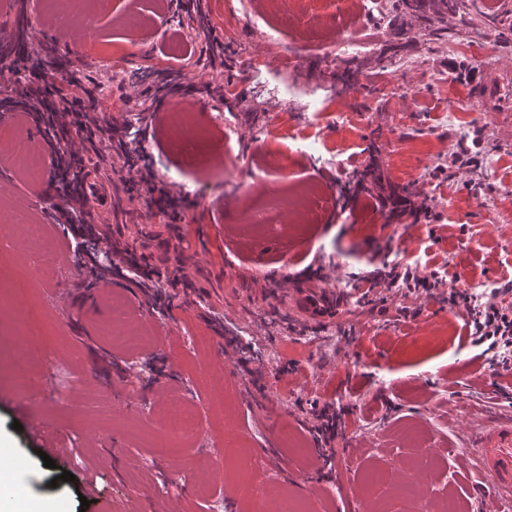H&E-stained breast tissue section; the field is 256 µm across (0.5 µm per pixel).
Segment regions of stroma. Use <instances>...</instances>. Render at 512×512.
Masks as SVG:
<instances>
[{
    "label": "stroma",
    "mask_w": 512,
    "mask_h": 512,
    "mask_svg": "<svg viewBox=\"0 0 512 512\" xmlns=\"http://www.w3.org/2000/svg\"><path fill=\"white\" fill-rule=\"evenodd\" d=\"M357 7L319 0L309 24L269 0H82L64 19L54 0H0V25L16 34L0 56L40 43L46 73L72 64L92 77L102 128H147L150 170L194 200L184 230L170 234L172 216L151 206L147 184L116 174L97 185L96 220L163 276L96 292L52 219L60 199L0 164V445L26 474L22 497L0 499V512H252L234 492L244 448L265 455L255 480L268 497L288 494L309 512H376L369 474L410 479L423 451L427 491L482 512L478 434L512 419V373L449 325L446 286L411 295L390 275L434 273L478 301L512 302V85L489 87L512 68V36L495 37L472 14L449 17L441 38L390 14L359 28ZM271 23L286 33L276 47ZM337 36L362 40L363 51L329 61L318 45ZM174 43L184 56L169 57ZM470 43L490 59L471 60ZM340 66L355 71L354 85L337 83ZM183 87L201 150L175 134L170 101ZM1 133L46 150L19 98L0 94ZM461 145L476 167L440 176ZM309 186L299 234L255 236L239 224L257 193ZM393 193L427 202L440 223L391 218L378 199ZM29 224L44 225L42 239L27 238ZM285 259L295 278L331 279L334 319L311 322L273 298ZM182 264L196 279L190 296L168 285ZM117 299L147 347L108 336ZM30 325L41 336L29 364L40 441L12 427L23 418L15 347ZM246 342L258 358L244 367ZM475 362L483 380L460 373ZM176 399L192 406L197 431L156 447L159 415ZM313 401L342 413L329 472L311 433ZM408 427L420 447L402 439ZM45 448L59 453L55 467H44ZM63 470L73 481L58 480Z\"/></svg>",
    "instance_id": "obj_1"
}]
</instances>
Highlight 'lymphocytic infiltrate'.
Returning a JSON list of instances; mask_svg holds the SVG:
<instances>
[{
	"label": "lymphocytic infiltrate",
	"instance_id": "lymphocytic-infiltrate-1",
	"mask_svg": "<svg viewBox=\"0 0 512 512\" xmlns=\"http://www.w3.org/2000/svg\"><path fill=\"white\" fill-rule=\"evenodd\" d=\"M44 64L40 56H24L20 65L8 69L12 79L5 83V90L18 96L23 109L36 128L43 132H66L75 127L79 135L78 147L66 150L50 145L52 167L61 197L67 206L60 215L67 224L66 236L69 241L84 249L83 265L94 278L106 281L109 277L135 279L143 277L141 258L134 250L113 241L108 225H98L85 219L88 200L95 185L90 177L106 156L101 144L95 143L91 133L97 120L83 109L84 103L95 102L97 87L83 72H68L65 82L66 94L58 100H51L47 87L35 82H20L19 70L36 72ZM448 302L463 310L467 317L466 326L474 341L503 350L501 365L512 368V307L502 302L489 300L475 303L474 299L457 288H449Z\"/></svg>",
	"mask_w": 512,
	"mask_h": 512
}]
</instances>
